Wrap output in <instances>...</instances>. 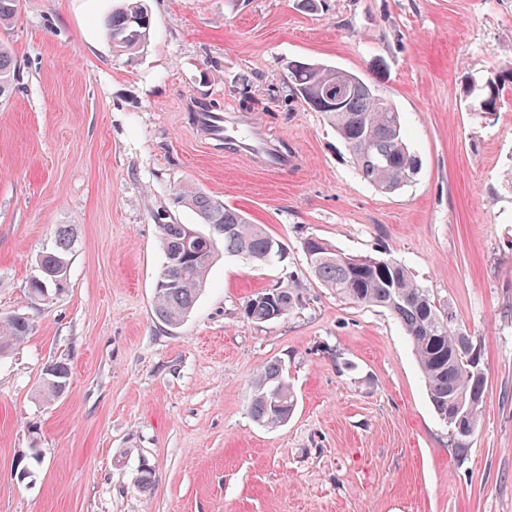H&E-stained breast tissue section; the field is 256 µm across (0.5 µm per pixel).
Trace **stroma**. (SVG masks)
Instances as JSON below:
<instances>
[{
	"label": "stroma",
	"mask_w": 512,
	"mask_h": 512,
	"mask_svg": "<svg viewBox=\"0 0 512 512\" xmlns=\"http://www.w3.org/2000/svg\"><path fill=\"white\" fill-rule=\"evenodd\" d=\"M125 0H21L0 25L18 74L0 98V315L30 319L0 357V512H512V0H143L150 36L114 52ZM353 72L400 112L419 159L385 193L354 167L288 65ZM257 118L285 172L227 156L203 107ZM190 186L284 245L270 264L216 255L183 324L154 315L159 227L198 224ZM68 287L27 282L58 226ZM390 258L481 349L487 390L465 457L431 406L401 324L312 276L301 243ZM302 303L257 323L258 292ZM67 364L59 398L47 365ZM281 362L296 408L258 424L248 398ZM152 482L141 487L142 467ZM293 283L288 284V287H277L259 292L249 299L244 310L247 318L263 323L278 319L293 310L300 301V288ZM272 313L277 315L271 319L263 320L264 317Z\"/></svg>",
	"instance_id": "35a3bbf8"
}]
</instances>
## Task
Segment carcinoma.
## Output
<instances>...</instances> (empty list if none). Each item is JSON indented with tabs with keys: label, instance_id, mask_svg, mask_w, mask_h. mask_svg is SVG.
Here are the masks:
<instances>
[{
	"label": "carcinoma",
	"instance_id": "1",
	"mask_svg": "<svg viewBox=\"0 0 512 512\" xmlns=\"http://www.w3.org/2000/svg\"><path fill=\"white\" fill-rule=\"evenodd\" d=\"M19 5L20 0H0V24L13 21ZM106 29L116 52L136 53L150 29V18L141 0H126L124 7L112 11ZM13 71L14 60L1 47L0 97L9 92ZM337 80L338 69L331 66L297 63L288 67V81L297 98L334 126L365 180L381 191H392L411 181L418 172L419 159L406 142L400 113L358 75L350 74L347 85L339 91ZM506 82L512 83V67L505 71L501 83L487 86L484 106L488 111L497 109ZM176 200L191 207L200 223L210 227L211 233L201 237L222 244L224 253L244 254L259 262L275 257L277 240L242 213L189 188L179 190ZM158 228L166 284L155 289V313L164 324L176 328L191 313L217 248L209 250L203 242L196 246L187 243L188 224H160ZM74 245L72 230L66 226L56 230L54 247L39 255L38 273L28 282L32 298L48 301L65 291ZM313 248L316 254L311 273L321 285L353 304L382 307L401 322L414 347L429 400L441 420L448 419L456 403L464 402L456 421L466 435H457L451 441L456 455L466 456L483 407V401L472 397L486 390L487 385L473 336L454 323L452 312L418 285L402 264L392 259L384 267L350 264L345 254L320 237L315 238ZM299 301L300 288L291 283L256 294L248 300L245 315L261 323L273 313L279 317L287 314ZM30 330V320L23 314L1 316L0 356L23 342ZM69 378L66 364L55 362L47 366L44 384L48 395H63ZM294 409L295 398L284 380L281 363L267 364L258 375L251 396L253 419L267 426L283 425Z\"/></svg>",
	"mask_w": 512,
	"mask_h": 512
}]
</instances>
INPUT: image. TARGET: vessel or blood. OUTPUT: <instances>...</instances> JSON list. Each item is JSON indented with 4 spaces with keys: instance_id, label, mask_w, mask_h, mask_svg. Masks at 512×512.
<instances>
[{
    "instance_id": "obj_1",
    "label": "vessel or blood",
    "mask_w": 512,
    "mask_h": 512,
    "mask_svg": "<svg viewBox=\"0 0 512 512\" xmlns=\"http://www.w3.org/2000/svg\"><path fill=\"white\" fill-rule=\"evenodd\" d=\"M198 120L210 135L222 138L225 145L230 146L232 155L276 171L296 163L295 158L288 156L282 146L268 136L258 121L242 119L233 112H202Z\"/></svg>"
}]
</instances>
